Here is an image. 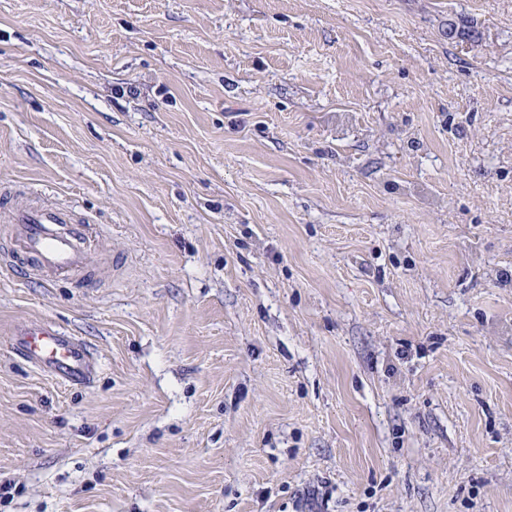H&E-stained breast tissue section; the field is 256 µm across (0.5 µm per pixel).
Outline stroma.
Segmentation results:
<instances>
[{"label": "stroma", "mask_w": 512, "mask_h": 512, "mask_svg": "<svg viewBox=\"0 0 512 512\" xmlns=\"http://www.w3.org/2000/svg\"><path fill=\"white\" fill-rule=\"evenodd\" d=\"M0 184V512H512V0H0ZM0 209L10 224V250L26 270L49 283L69 279L87 267L96 248L95 228L71 208L23 203L2 188ZM11 349L40 370L73 385L90 381L96 367L95 358L82 339L39 320L17 330Z\"/></svg>", "instance_id": "1"}]
</instances>
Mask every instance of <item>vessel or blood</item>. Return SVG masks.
Instances as JSON below:
<instances>
[{"mask_svg":"<svg viewBox=\"0 0 512 512\" xmlns=\"http://www.w3.org/2000/svg\"><path fill=\"white\" fill-rule=\"evenodd\" d=\"M0 214L10 226L12 256L40 281L66 280L87 267L96 248V231L71 208L24 203L6 188L0 190ZM11 349L40 370L73 385L90 381L96 367L82 339L39 320L17 330Z\"/></svg>","mask_w":512,"mask_h":512,"instance_id":"b4317fda","label":"vessel or blood"}]
</instances>
